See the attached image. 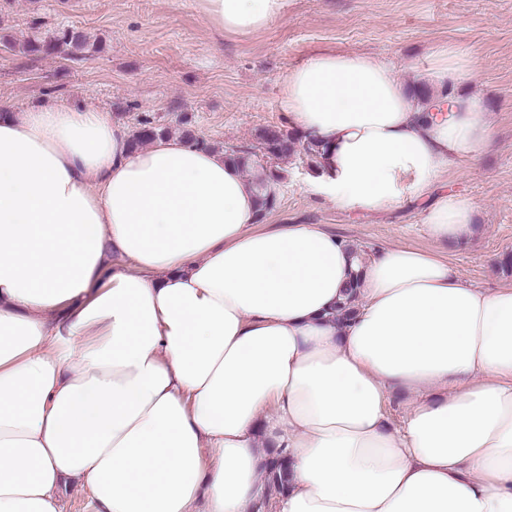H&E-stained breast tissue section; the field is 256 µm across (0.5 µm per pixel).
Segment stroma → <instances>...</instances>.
Here are the masks:
<instances>
[{
    "label": "stroma",
    "mask_w": 512,
    "mask_h": 512,
    "mask_svg": "<svg viewBox=\"0 0 512 512\" xmlns=\"http://www.w3.org/2000/svg\"><path fill=\"white\" fill-rule=\"evenodd\" d=\"M72 28L98 42L88 59L28 55L21 44ZM440 43L471 48L469 91L487 101L496 137L477 162L450 166L434 195L475 206L464 244L431 239L423 204L385 212L340 208L317 189L305 156L281 161L280 202L269 224H322L363 254L409 245L448 254L480 288L512 282V0H291L287 13L248 36L220 31L194 0H0V103L45 101L109 110L134 130L148 117L172 135L191 129L216 150L253 148L261 128H289L280 105L288 70L331 49L391 61L413 86Z\"/></svg>",
    "instance_id": "35a3bbf8"
}]
</instances>
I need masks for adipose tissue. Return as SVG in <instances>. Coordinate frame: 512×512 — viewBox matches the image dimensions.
<instances>
[{
  "label": "adipose tissue",
  "instance_id": "obj_1",
  "mask_svg": "<svg viewBox=\"0 0 512 512\" xmlns=\"http://www.w3.org/2000/svg\"><path fill=\"white\" fill-rule=\"evenodd\" d=\"M289 3L197 0L234 34ZM431 57L424 101L387 61L317 52L281 108L322 142L337 206L423 200L431 238L461 242L472 203L431 190L493 129L460 92L469 52ZM257 200L223 153L131 149L106 110L0 107V512H58L67 477L91 512H254L279 449L280 512H512V284L409 246L361 258L319 224L266 229ZM395 392L413 398L397 427Z\"/></svg>",
  "mask_w": 512,
  "mask_h": 512
}]
</instances>
